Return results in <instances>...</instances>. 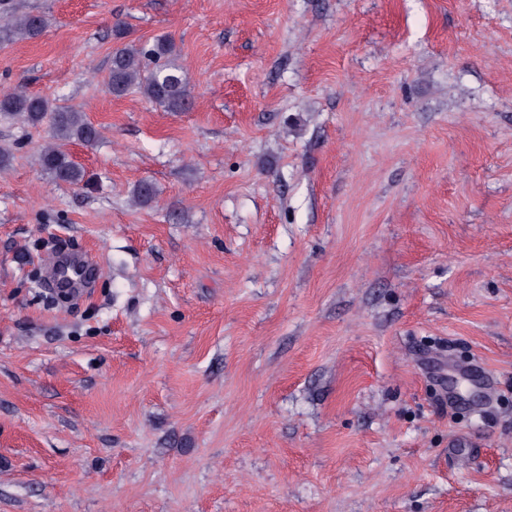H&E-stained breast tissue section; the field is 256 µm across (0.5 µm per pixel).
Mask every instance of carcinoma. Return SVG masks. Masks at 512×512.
<instances>
[{"instance_id":"obj_1","label":"carcinoma","mask_w":512,"mask_h":512,"mask_svg":"<svg viewBox=\"0 0 512 512\" xmlns=\"http://www.w3.org/2000/svg\"><path fill=\"white\" fill-rule=\"evenodd\" d=\"M46 27L42 14L11 15L0 20V44L36 38ZM175 52V44L166 38L156 39L151 46L129 42L116 47L108 74L110 93L119 98L137 92L169 112L187 111L193 95L185 71L172 61ZM1 115L33 127L48 121L55 144L41 151L40 166L58 182L78 186L84 181L83 169L63 150L71 142L92 145L100 139V130L83 112L14 90L0 93Z\"/></svg>"}]
</instances>
